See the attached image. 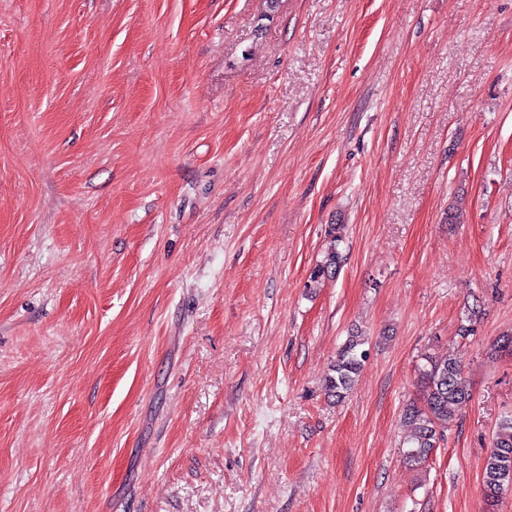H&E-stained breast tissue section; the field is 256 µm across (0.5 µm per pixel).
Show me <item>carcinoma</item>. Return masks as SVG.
I'll return each mask as SVG.
<instances>
[{"label":"carcinoma","mask_w":512,"mask_h":512,"mask_svg":"<svg viewBox=\"0 0 512 512\" xmlns=\"http://www.w3.org/2000/svg\"><path fill=\"white\" fill-rule=\"evenodd\" d=\"M344 226L331 224L326 230L329 246L310 273V282L333 279L339 272L343 256L338 250ZM481 313L478 308H467L465 324L459 328V336H470L476 332ZM366 339L359 333L349 336L340 348L332 375L326 379V392L341 401L352 389L356 377L366 360L362 349ZM418 370L419 398L411 400L403 409V421L409 427L404 437L405 461L422 470L448 430V422L456 411L467 403L470 393L463 380V371L453 355L436 357L424 353L420 357ZM512 483V417L502 420L494 433L493 445L483 469V492L494 506L504 491V485Z\"/></svg>","instance_id":"cac0c4a2"}]
</instances>
